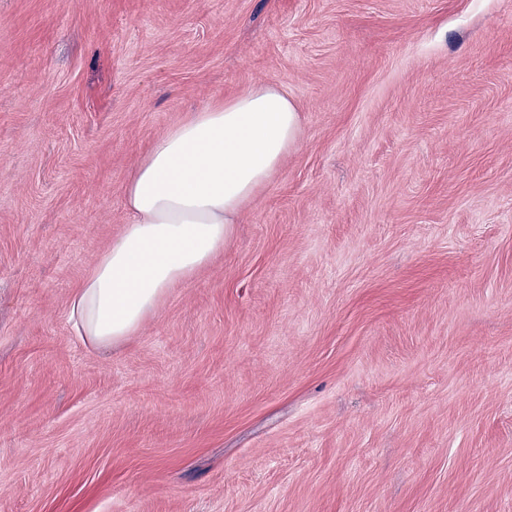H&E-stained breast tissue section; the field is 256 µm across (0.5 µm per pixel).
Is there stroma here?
<instances>
[{
    "instance_id": "stroma-1",
    "label": "stroma",
    "mask_w": 512,
    "mask_h": 512,
    "mask_svg": "<svg viewBox=\"0 0 512 512\" xmlns=\"http://www.w3.org/2000/svg\"><path fill=\"white\" fill-rule=\"evenodd\" d=\"M256 83L298 149L81 342L133 166ZM0 512H512V0H0Z\"/></svg>"
}]
</instances>
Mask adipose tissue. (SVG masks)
Segmentation results:
<instances>
[{"label":"adipose tissue","mask_w":512,"mask_h":512,"mask_svg":"<svg viewBox=\"0 0 512 512\" xmlns=\"http://www.w3.org/2000/svg\"><path fill=\"white\" fill-rule=\"evenodd\" d=\"M302 126L286 88L255 84L162 133L124 184L123 233L71 296L76 336L109 347L136 335L170 288L223 251Z\"/></svg>","instance_id":"ef3b65f1"}]
</instances>
